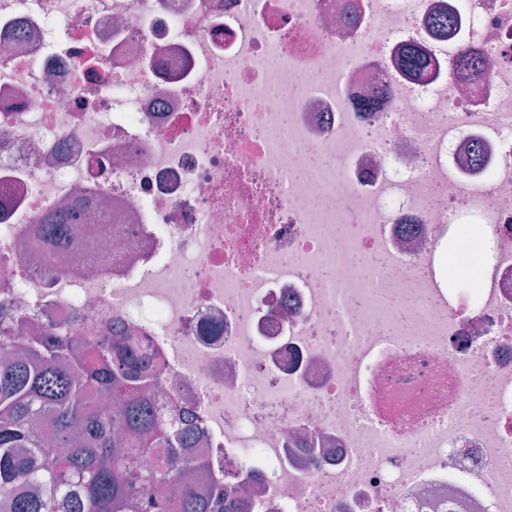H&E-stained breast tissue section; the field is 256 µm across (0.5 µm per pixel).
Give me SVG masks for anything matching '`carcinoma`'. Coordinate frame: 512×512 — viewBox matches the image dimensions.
I'll use <instances>...</instances> for the list:
<instances>
[{"instance_id":"carcinoma-1","label":"carcinoma","mask_w":512,"mask_h":512,"mask_svg":"<svg viewBox=\"0 0 512 512\" xmlns=\"http://www.w3.org/2000/svg\"><path fill=\"white\" fill-rule=\"evenodd\" d=\"M402 68L432 75L418 49L400 47ZM471 50L448 67L482 73ZM60 223L33 239L55 242ZM0 307V512H245L224 488L197 489L208 464L191 456V424L158 414L163 384L131 334L92 346L73 330L29 321L3 325Z\"/></svg>"}]
</instances>
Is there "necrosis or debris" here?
Wrapping results in <instances>:
<instances>
[{
  "label": "necrosis or debris",
  "instance_id": "4bbe7bcc",
  "mask_svg": "<svg viewBox=\"0 0 512 512\" xmlns=\"http://www.w3.org/2000/svg\"><path fill=\"white\" fill-rule=\"evenodd\" d=\"M0 301L134 330L247 512H512V0H0ZM400 61L402 68L418 79H425L432 75L429 60L418 49L408 45L400 47ZM484 64L471 50H465L448 67L458 78H473L482 73ZM477 220L476 217L472 216V215H469V214H464L461 218V221L463 225H465V228H466V233H465V236L467 234H469L470 232H472L470 234V236L467 238V248L469 250V252L475 256V253H472L469 249V243L471 241V239L473 237H475L476 235L482 233V229L484 227H486V224H470L469 222H475ZM462 224H453L451 229H450V233H449V241H448V279H451L453 276H454V272H453V269H454V261H453V256L457 253V252H460L459 250V245L456 246L454 245L453 243H451V239H452V236H453V233H454V230H455V227L456 225H462ZM450 246V248H449Z\"/></svg>",
  "mask_w": 512,
  "mask_h": 512
}]
</instances>
